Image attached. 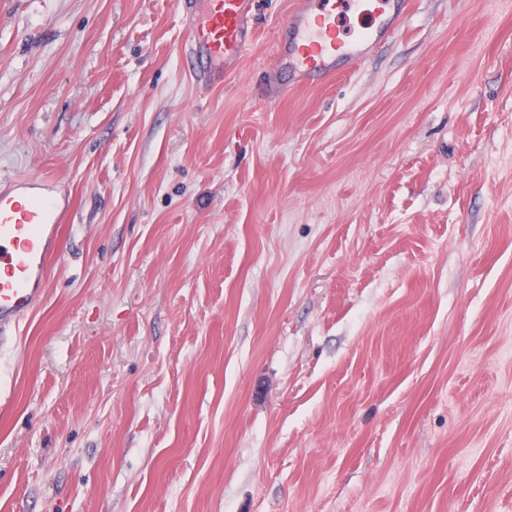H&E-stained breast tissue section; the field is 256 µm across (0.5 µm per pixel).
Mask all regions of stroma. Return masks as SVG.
<instances>
[{
  "label": "stroma",
  "mask_w": 512,
  "mask_h": 512,
  "mask_svg": "<svg viewBox=\"0 0 512 512\" xmlns=\"http://www.w3.org/2000/svg\"><path fill=\"white\" fill-rule=\"evenodd\" d=\"M178 0H0V187L71 190L0 338V512H512V0L295 88ZM256 0H180L190 40L184 47L186 65L202 86L224 83L235 72L252 34Z\"/></svg>",
  "instance_id": "35a3bbf8"
}]
</instances>
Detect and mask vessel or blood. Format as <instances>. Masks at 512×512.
<instances>
[{"instance_id":"obj_1","label":"vessel or blood","mask_w":512,"mask_h":512,"mask_svg":"<svg viewBox=\"0 0 512 512\" xmlns=\"http://www.w3.org/2000/svg\"><path fill=\"white\" fill-rule=\"evenodd\" d=\"M179 5L190 37L184 52L190 74L202 86L223 83L252 40L255 0ZM408 11V0H295L287 19L294 37L276 55L287 59L292 86L315 85L390 41ZM56 185V179L40 176L0 192V334L44 294L70 203L54 194Z\"/></svg>"}]
</instances>
